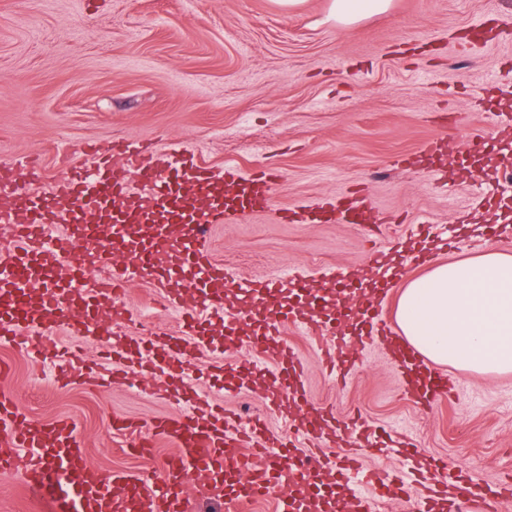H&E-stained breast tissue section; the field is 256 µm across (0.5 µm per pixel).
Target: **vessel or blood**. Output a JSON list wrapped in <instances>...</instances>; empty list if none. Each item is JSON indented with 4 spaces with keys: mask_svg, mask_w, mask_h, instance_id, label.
I'll return each mask as SVG.
<instances>
[{
    "mask_svg": "<svg viewBox=\"0 0 512 512\" xmlns=\"http://www.w3.org/2000/svg\"><path fill=\"white\" fill-rule=\"evenodd\" d=\"M112 148L123 155L122 166L103 157L89 170L72 160L69 171L39 196L31 190L41 178L34 161L0 162V222L7 224L14 242L12 250L0 254V289L16 300L13 310L0 313L1 344L27 348L34 328L27 301L37 279L45 284L40 296L44 313L68 310L77 333L98 327V310L86 297L92 286L86 272L101 263L103 255H75L78 240L88 238L121 252L120 264L95 285L104 292L120 295L129 283L153 273L162 289L159 306L175 316L178 332L159 330L133 311L127 317L136 322L140 335L166 342L172 354H182L186 334L206 335L217 322L232 327L244 311L260 310L267 298L275 296L287 306L264 322L260 335L250 337L256 354H264L271 337L289 325L314 335L325 369L343 379L354 370L361 349L381 337L394 343L404 389L414 400L431 402L447 395V374L430 367L392 323L378 317L380 285L395 265L387 253L373 251L359 272L344 271L336 277L337 282L354 285L353 290L337 294L336 305L347 315H358L355 330L326 328L324 298L299 271L266 284L242 280L235 305H228L223 291L226 273L212 259L206 234L227 217L264 208L275 176L264 172L244 181L233 167L219 173L177 150L147 163L140 150L127 149L123 142L113 143ZM371 215L370 204L354 198L308 210L304 221L314 224L319 218L336 216L348 224L355 217ZM186 270L199 286L201 307H184L169 290L171 281ZM305 371L293 351L281 348L271 372L273 383L265 394L268 404L279 409L286 402L285 391L304 393ZM182 401L181 412L156 423L154 436L173 442L184 468H163L141 478L92 469L71 419L35 423L19 412L12 395L1 394L0 445L8 452L0 456V470L20 475L32 496L51 495L67 505L68 512H189L187 487L199 477L212 485L214 494L235 501L238 512L269 496L278 498L284 512H296L295 490L320 484L318 465L304 449L335 441V432L323 429L324 422L334 418L332 409L317 410L304 430L283 435L259 421L228 429L223 406L202 411L197 398L188 393ZM378 445L377 436L362 435L357 448L333 461L330 480L345 490L342 512H374L378 500L411 493L416 484L417 468L366 466L365 456ZM434 469L451 473L459 512H483L485 497L462 470L445 462L436 463Z\"/></svg>",
    "mask_w": 512,
    "mask_h": 512,
    "instance_id": "b4317fda",
    "label": "vessel or blood"
}]
</instances>
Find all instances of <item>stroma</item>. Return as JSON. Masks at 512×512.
<instances>
[{"label":"stroma","instance_id":"1","mask_svg":"<svg viewBox=\"0 0 512 512\" xmlns=\"http://www.w3.org/2000/svg\"><path fill=\"white\" fill-rule=\"evenodd\" d=\"M328 0L286 11L273 0H0V159L37 157L43 186L88 146L176 148L215 171L276 175L270 206L214 225L208 247L230 282L266 281L299 268L332 288L329 271L366 263L370 248L411 262L413 229L456 237L441 261L485 250L512 253V141L498 172L472 146L497 124L494 105L512 98V0H392L387 13L338 28ZM455 137L451 161L420 157L432 139ZM366 198L379 216L369 234L341 223L302 224L295 212L324 199ZM132 323L114 317L104 336L61 329V344L86 361L127 347ZM252 326L223 325L189 337L196 377L189 387L227 412L258 418L278 433L329 407L368 427L412 433L420 454L464 469L490 486L512 476V373L446 371L455 391L430 406L414 402L386 346L363 353L345 381L320 367L302 331L280 336L307 368V403L291 415L270 410L261 371L236 376L251 358ZM0 392L33 421L72 419L101 472L149 476L173 457L158 441L153 458L132 455L134 439L178 413L187 385L156 393L148 376L94 392L52 387L34 354L0 344ZM134 422L113 431L111 418Z\"/></svg>","mask_w":512,"mask_h":512}]
</instances>
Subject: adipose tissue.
Here are the masks:
<instances>
[{"instance_id": "obj_1", "label": "adipose tissue", "mask_w": 512, "mask_h": 512, "mask_svg": "<svg viewBox=\"0 0 512 512\" xmlns=\"http://www.w3.org/2000/svg\"><path fill=\"white\" fill-rule=\"evenodd\" d=\"M391 0H330L340 28L388 11ZM401 333L424 357L476 374L512 371V254L489 250L433 265L402 287Z\"/></svg>"}]
</instances>
